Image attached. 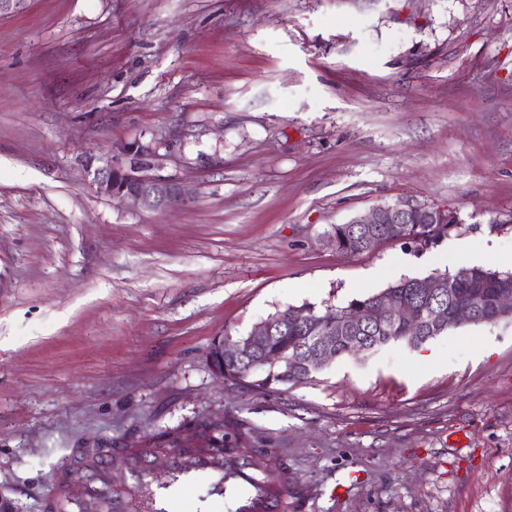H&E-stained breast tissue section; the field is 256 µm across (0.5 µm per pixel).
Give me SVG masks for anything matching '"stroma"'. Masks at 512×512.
<instances>
[{
  "label": "stroma",
  "mask_w": 512,
  "mask_h": 512,
  "mask_svg": "<svg viewBox=\"0 0 512 512\" xmlns=\"http://www.w3.org/2000/svg\"><path fill=\"white\" fill-rule=\"evenodd\" d=\"M134 139L186 205L98 192ZM398 200L459 222L326 244ZM511 251L512 0H29L0 18V512L203 419L275 450L290 512H512L511 321L265 393L206 358L275 311Z\"/></svg>",
  "instance_id": "stroma-1"
}]
</instances>
